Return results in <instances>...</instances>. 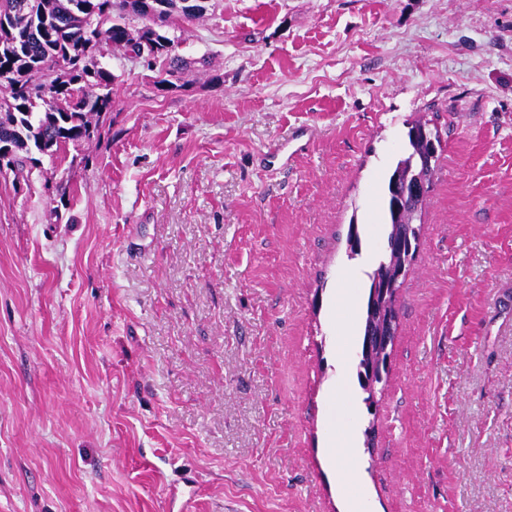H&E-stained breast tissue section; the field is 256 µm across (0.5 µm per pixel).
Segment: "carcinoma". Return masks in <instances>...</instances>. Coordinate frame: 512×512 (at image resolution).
Instances as JSON below:
<instances>
[{"label":"carcinoma","instance_id":"cac0c4a2","mask_svg":"<svg viewBox=\"0 0 512 512\" xmlns=\"http://www.w3.org/2000/svg\"><path fill=\"white\" fill-rule=\"evenodd\" d=\"M156 13L151 24L134 30L130 20ZM205 4L193 0H0V176L20 181L33 154L55 156L72 144L78 146L97 133L102 115L112 111L116 76L98 59L101 45L126 54H144L166 61L159 91L176 86L189 67L177 54L169 30L180 29L204 17ZM413 123L402 157L388 176L385 192V233L391 241L397 226L420 219L422 208L394 209L391 189L408 169H422L432 181L438 150L414 140ZM392 259L385 250L368 273L364 329L375 322L372 293L379 287L385 266ZM359 342L356 376L366 387L369 369L376 365L389 374L392 351L367 350Z\"/></svg>","mask_w":512,"mask_h":512}]
</instances>
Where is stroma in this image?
<instances>
[{"label": "stroma", "instance_id": "1", "mask_svg": "<svg viewBox=\"0 0 512 512\" xmlns=\"http://www.w3.org/2000/svg\"><path fill=\"white\" fill-rule=\"evenodd\" d=\"M178 37L183 86L105 52L96 137L0 177V512H343L348 433L368 512H512V0H208ZM420 119L372 417L365 286ZM421 122V120L416 121L409 127L407 133V144L403 150V155L397 161L394 169L388 176L385 192V225L387 226L385 229L386 250L384 255H382L381 259L378 261L377 265L373 268V270L370 273L367 274L368 282L366 287L367 292L364 309V329L363 336H361L359 342L356 376L359 387L365 394H367V396L363 398V401L366 404L369 414H371V406L374 405V403H377V401L373 399L375 392L373 394L372 392H367L365 390L366 378H368L369 376V369L372 365L380 367L385 377L388 376L393 351V346L391 347V349H389V347L393 341L394 335L393 320L390 321L388 330H380L376 333H369L368 335V344L370 346H376L379 349L389 350L387 352H383L379 350L368 351L366 349V332L369 329V327H371L375 322V316L373 315L372 310V293L374 288L379 287L381 278L383 277L385 266L388 265L392 259L391 251L387 247V244L391 241L394 232L397 229V226H399V224H411L412 221L414 222L412 224H415V221L418 220V227L419 230L421 231L420 216L422 211V205L424 202L423 201L420 203L417 210L415 209V204L410 206H404L403 209L395 210L392 204L391 196L392 185L410 168H421L425 173L429 185H431L433 176L437 168V161L439 158L438 150L441 148L440 140H437V148L433 150H431L428 146L423 145V143L414 140L413 131L416 126L420 125ZM378 279H380L379 283H377ZM335 457L336 466L342 483L346 486L352 485L355 481V448L351 437L347 434L336 442Z\"/></svg>", "mask_w": 512, "mask_h": 512}]
</instances>
